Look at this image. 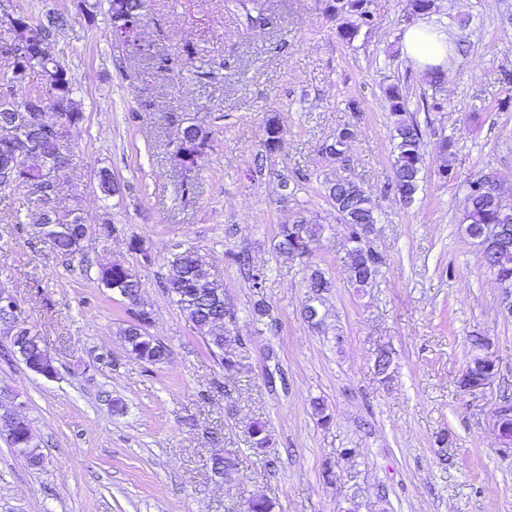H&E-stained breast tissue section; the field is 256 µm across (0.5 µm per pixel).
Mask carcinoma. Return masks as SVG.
<instances>
[{
  "label": "carcinoma",
  "mask_w": 512,
  "mask_h": 512,
  "mask_svg": "<svg viewBox=\"0 0 512 512\" xmlns=\"http://www.w3.org/2000/svg\"><path fill=\"white\" fill-rule=\"evenodd\" d=\"M113 37L120 40L127 30L128 20L143 16L146 0H108ZM330 10L340 16L351 13L357 17L354 23H344L339 27V34L345 40H352L363 26L373 23V15L367 8V0H336L329 5ZM14 24L10 28L13 41H30L29 32L37 29L40 35L48 37L56 34L65 23L62 15L46 14L44 19L31 25V19L24 15L12 17ZM18 66L20 75L12 81L20 82L31 70H38L43 77L47 98L41 99L44 110L55 111V100L60 96L68 98L67 113L63 115L68 125L75 126L83 121L84 115L74 97L71 76L66 65L37 47L33 52L13 61ZM391 114L397 116L394 122L392 138L395 142L394 180L390 184L402 201L410 202L421 187V170L423 163L422 134L418 125L404 117L405 98L399 87L392 86L386 92ZM28 112L24 103L16 102L12 107L0 106V129L9 126H22L23 136L34 137L32 124L27 120ZM352 138L351 129L343 128L336 139L329 144L330 154L343 155L349 149ZM284 133L275 116H268L264 123L263 146L265 153L272 154L281 148ZM181 155L195 162L207 148L209 132L198 124H189L181 131ZM67 149L66 143L58 140H45L37 143L35 151L27 154L21 161V170L10 167L12 173H5L7 161L0 157V184L6 176L22 186L28 180L38 181L45 177L46 171L53 167L59 149ZM483 178L469 184L465 197L464 220L465 233L481 247L486 268L494 276L503 293V303L512 308V211L502 208L499 200L482 188ZM328 197L336 211L341 213L343 223L350 231L351 242L349 272L350 283L356 288L368 287L376 277L381 263L380 255L367 246L369 238L376 233L377 217L372 198L364 188L349 179L336 180L328 189ZM42 223L48 225V234L52 235L53 251L63 257H71L80 251L81 243L86 237L85 225L75 212L67 215L68 227L56 232L54 224L58 219L50 212L42 214ZM322 226L302 217L291 224L280 226L276 250L281 255L300 258L311 253V245L319 239ZM100 281L107 289L119 294H132L140 290V282L135 273L121 262H114L100 272ZM330 287L322 272L311 274L309 288L313 298L304 307L307 322L321 323L320 310L315 302L322 292ZM163 288L175 298L186 319L196 332L204 339L209 350L224 365V370L231 371L237 366L236 349L242 346L241 337L228 335L227 323L234 319L231 306L224 297V288L208 270L197 252L183 244L174 245L172 259L169 262L168 275ZM134 322L122 329L121 335L127 352L135 358L151 364H158L168 356L167 347L146 331L152 322L151 312L135 310L132 312ZM0 325L13 333L12 353L28 368H49L52 359L41 345L38 337L32 334L26 322L0 312ZM252 447L263 449L270 443V433L262 422H255L249 428ZM9 446L28 466L36 468L42 463V454L34 442L30 424L5 434ZM211 460L215 463L213 475L230 482L237 470V462L230 454L217 449ZM276 504L270 498L257 495L247 501L246 512H275Z\"/></svg>",
  "instance_id": "obj_1"
}]
</instances>
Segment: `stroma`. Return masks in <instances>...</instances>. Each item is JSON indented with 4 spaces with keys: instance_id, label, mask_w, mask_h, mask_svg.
Instances as JSON below:
<instances>
[{
    "instance_id": "obj_1",
    "label": "stroma",
    "mask_w": 512,
    "mask_h": 512,
    "mask_svg": "<svg viewBox=\"0 0 512 512\" xmlns=\"http://www.w3.org/2000/svg\"><path fill=\"white\" fill-rule=\"evenodd\" d=\"M97 2L10 0L13 12L67 19L53 51L84 119L66 129L55 207L77 211L88 233L62 259L31 230L41 217L33 196L0 190V288L58 371L49 380L5 360L0 335V389L21 404L44 455L29 467L0 436V512H242L257 494L277 512H512V447L494 421L512 396V316L463 222L468 184L483 175L512 206V87L501 81L512 71V0H436L431 17L454 36L440 84L401 50L408 0H369L374 23L350 43L330 0H262L261 27L238 0H147L130 45L113 39L107 0ZM394 84L423 136L422 189L409 204L387 190ZM433 99L442 111H425ZM270 114L285 136L268 155ZM191 123L211 140L186 169L170 144ZM346 127L344 165L324 147ZM104 169L119 193L102 192ZM341 178L363 186L379 216L371 245L382 262L360 291L328 198ZM284 180L294 186L286 199ZM301 216L324 227L311 256L280 255V225ZM134 238L144 253L130 250ZM177 241L224 287L245 340L239 370H224L160 286ZM238 252L265 269L261 288L231 261ZM115 261L141 281L163 363L126 351L129 303L99 281ZM316 269L330 286L313 327L302 308ZM258 299L270 310L260 321ZM384 350L392 363L381 374ZM479 352L495 374L468 390L460 379ZM318 400L329 423L314 413ZM255 421L271 435L263 454L249 443ZM217 448L237 460L232 482L211 472Z\"/></svg>"
}]
</instances>
